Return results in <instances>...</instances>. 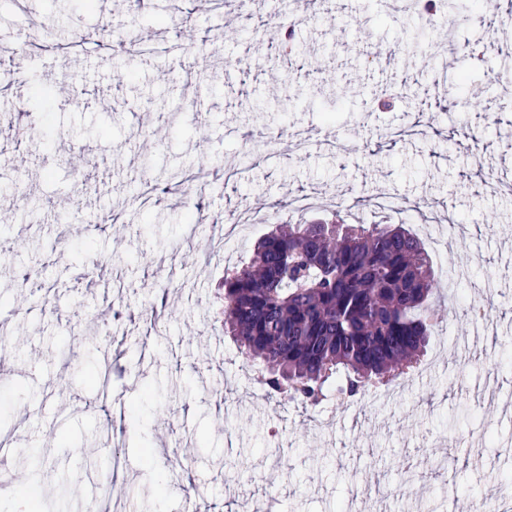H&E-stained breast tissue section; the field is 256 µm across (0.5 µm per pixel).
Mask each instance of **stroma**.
Wrapping results in <instances>:
<instances>
[{"instance_id": "35a3bbf8", "label": "stroma", "mask_w": 512, "mask_h": 512, "mask_svg": "<svg viewBox=\"0 0 512 512\" xmlns=\"http://www.w3.org/2000/svg\"><path fill=\"white\" fill-rule=\"evenodd\" d=\"M492 30L490 0H448L458 52L446 57L420 14L380 0H334L331 14L250 22L143 0L137 34L166 55L100 52L128 0H0V65L37 33L46 50L6 87L0 110L34 87L53 96L25 114L51 142L28 148L0 117V480L18 451L47 459L33 493L56 512H456L512 477V0ZM298 132L312 144L289 149ZM320 204L292 215L298 193ZM387 193L420 238L465 225L434 257L459 272L434 305L428 347L443 359L399 394L304 409L270 397L257 366L224 333L218 286L270 224L385 215ZM79 200L72 220L61 209ZM210 246L185 215L229 223ZM488 306V322L469 311ZM121 318H114V309Z\"/></svg>"}]
</instances>
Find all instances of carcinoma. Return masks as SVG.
Instances as JSON below:
<instances>
[{"mask_svg": "<svg viewBox=\"0 0 512 512\" xmlns=\"http://www.w3.org/2000/svg\"><path fill=\"white\" fill-rule=\"evenodd\" d=\"M440 278L399 224H288L224 278V330L262 363L269 390L316 407L405 376L438 316Z\"/></svg>", "mask_w": 512, "mask_h": 512, "instance_id": "obj_1", "label": "carcinoma"}]
</instances>
